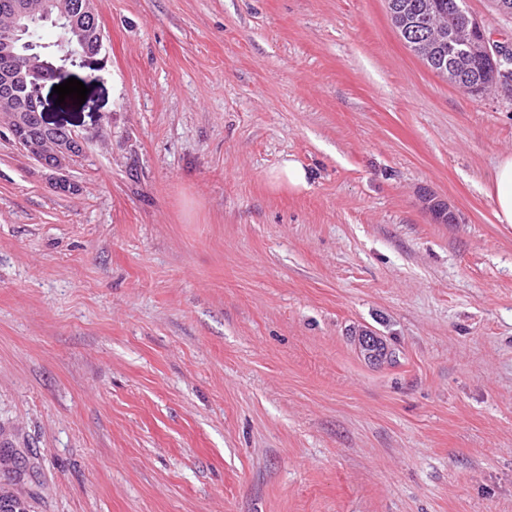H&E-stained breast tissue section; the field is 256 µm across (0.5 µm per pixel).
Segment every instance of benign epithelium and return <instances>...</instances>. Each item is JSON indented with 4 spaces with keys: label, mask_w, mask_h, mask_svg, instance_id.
Returning a JSON list of instances; mask_svg holds the SVG:
<instances>
[{
    "label": "benign epithelium",
    "mask_w": 512,
    "mask_h": 512,
    "mask_svg": "<svg viewBox=\"0 0 512 512\" xmlns=\"http://www.w3.org/2000/svg\"><path fill=\"white\" fill-rule=\"evenodd\" d=\"M460 24L454 36L458 44L459 65L467 66L480 59L486 69L493 73L512 71V43L505 44L494 39L480 20L465 7L457 6ZM5 13L9 23L0 28V59L13 61L18 58L22 40L29 34V23L42 18L73 36L81 37L86 21L96 17L93 0H83L75 8L69 0H9ZM103 48L91 53L67 49L60 57L61 64L54 62V54L44 45L11 68L0 73V112L13 116L9 131L23 151L43 168L54 174L55 188L62 192L75 190L65 176L67 165L77 156L81 143L78 137L63 126H48L40 110V89L43 84L62 80L65 77L63 63L99 71L105 58Z\"/></svg>",
    "instance_id": "7a95c632"
}]
</instances>
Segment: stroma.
Here are the masks:
<instances>
[{
    "instance_id": "1",
    "label": "stroma",
    "mask_w": 512,
    "mask_h": 512,
    "mask_svg": "<svg viewBox=\"0 0 512 512\" xmlns=\"http://www.w3.org/2000/svg\"><path fill=\"white\" fill-rule=\"evenodd\" d=\"M94 7L85 103L41 88L75 192L0 125V494L512 512V97L433 72L386 0ZM289 156L309 190H271ZM486 193L494 203L497 223L512 225V153L499 157Z\"/></svg>"
}]
</instances>
